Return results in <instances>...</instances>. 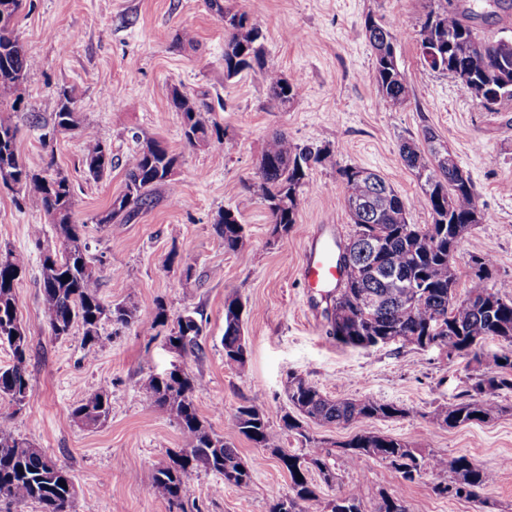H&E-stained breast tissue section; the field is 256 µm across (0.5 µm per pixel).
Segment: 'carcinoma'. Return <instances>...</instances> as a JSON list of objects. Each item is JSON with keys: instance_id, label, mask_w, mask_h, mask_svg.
Returning a JSON list of instances; mask_svg holds the SVG:
<instances>
[{"instance_id": "carcinoma-1", "label": "carcinoma", "mask_w": 512, "mask_h": 512, "mask_svg": "<svg viewBox=\"0 0 512 512\" xmlns=\"http://www.w3.org/2000/svg\"><path fill=\"white\" fill-rule=\"evenodd\" d=\"M22 0H0V169L7 166L18 183L17 193L41 201L45 214L57 229L61 255L43 256L41 288L43 319L56 336H66L72 327L83 328L84 344L102 342L100 325L110 321L130 327L138 323L136 310L125 305H108L100 297V276L83 238L84 225L74 220L75 191L69 179L59 173L36 172L20 158L17 127L8 113L25 108L16 94L19 85L37 67L36 58L25 50L15 31V19ZM224 22V79L229 81L255 67L265 70L271 99L286 104L302 92V83L284 78L276 69L265 67L264 35L260 26L245 13L220 11ZM480 17L475 0H431L416 40L424 64L432 70L453 74L473 98L490 109L512 101V64L503 65L502 38L482 37L474 20ZM364 35L375 57V80L381 99L396 107L408 102L413 88L399 69L393 37L372 17L364 22ZM172 105L181 116L185 144L196 148L222 140L220 124L202 116L200 106L178 91L172 93ZM79 132L83 141L82 163L89 175L103 178L112 170V148L90 128L81 126L75 111L72 89H63L52 118V130L42 136L47 148L57 134ZM425 149L404 142L400 155L415 171L422 194L405 200L379 174L350 166L339 170L344 206L354 224L348 239L350 262L341 286L326 295V319L330 334L337 342L361 349L401 343L417 349L437 347L448 356L466 355L483 364L482 343L497 338L509 350L492 359V365L477 375L466 390L465 398L440 406L435 418L455 428L484 422L497 412L491 398L503 389L512 390V298L488 287L493 260L479 256L480 266L470 267V287L463 298L457 297V273L449 272L461 240L456 226L468 228L483 220L475 215L476 193L472 180L459 179L457 166L441 161L450 155L448 148L428 129ZM330 163L327 148L312 149L294 144L283 132L273 134L260 156L255 181L245 186L265 201L274 232L286 233L296 223L301 188L310 163ZM178 163V155L161 139L149 138L126 160L127 183L123 193L112 199L108 209L97 218L99 224L129 220L140 210L154 204L153 191L170 181L169 174ZM427 209L432 223L411 224L407 212L413 206ZM215 228L224 241V250L239 251L245 241L240 210L224 209L217 214ZM377 248H372L369 240ZM23 271V262L11 249H0V342L8 344L13 364L0 368V395H6L18 407L32 391L26 371L29 336L19 314L15 288ZM362 296H372L378 306L371 313L360 307ZM241 309L234 299L225 303L224 362L238 370L247 363V349L241 332V318L233 309ZM163 303H157L154 323L170 322ZM167 340L172 348L192 357L199 356L198 337L202 325L192 314L175 318ZM202 380L188 372L149 374L141 380L140 390L156 408L173 416L187 447L168 456L153 476V487L172 503H181L190 492L189 477L204 469L222 478L224 483L245 492L252 474L234 448L213 433L200 418L195 393ZM293 412L282 416L283 427L309 444L301 454L279 448V438L267 430L268 421L259 408L240 406L233 421L240 434L261 448H273L291 480V493L276 501L271 512H308V504L317 498L320 486L336 483L335 469L327 455L315 446L317 440L305 429L304 420L323 425L355 424L359 431L339 445L343 461L358 466L366 458L388 463L400 477L412 482L423 469L449 472L448 480L432 487L440 497L464 498L488 512L485 491L494 483L495 473L465 455L448 461L424 456L409 443L372 432L365 423L373 419L406 416L399 405L362 396L332 399L300 374H288L285 383ZM109 415L106 390L86 393L72 408L71 416L86 428L102 425ZM74 486L63 468L42 449L18 435L6 421L0 422V500L36 502L41 512H70ZM329 512H367L359 495L339 496L328 503ZM373 512H408L396 494L380 493Z\"/></svg>"}]
</instances>
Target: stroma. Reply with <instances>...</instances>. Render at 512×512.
<instances>
[{
  "label": "stroma",
  "mask_w": 512,
  "mask_h": 512,
  "mask_svg": "<svg viewBox=\"0 0 512 512\" xmlns=\"http://www.w3.org/2000/svg\"><path fill=\"white\" fill-rule=\"evenodd\" d=\"M243 12L265 35L266 63L282 76L301 78L304 92L287 105L273 102L262 70L224 78V24L209 0H23L17 32L38 60L19 88L26 108L12 113L17 151L32 169L66 175L76 199L75 218L85 226L89 254L101 279L104 302H125L139 316L134 326L103 323L102 344L83 343V330L54 336L42 321L41 260L59 249L39 199L0 189V246L10 248L25 271L16 288L18 311L30 336L26 369L33 391L24 406L0 397V420L42 448L66 470L76 496L71 512H271L290 491V479L271 449L240 434L232 415L239 406L265 412L281 448L300 451L285 436L290 405L288 373L306 377L332 398L372 396L408 411L400 419L369 422L370 431L402 439L424 455H465L496 474L487 495L496 512H512V390L496 399L498 414L450 428L434 417L438 406L460 397L478 370L468 357H447L436 347L390 344L368 351L337 343L327 333L325 300L304 280L306 249L324 225L346 241L354 226L343 204L340 168L358 166L384 177L400 196L420 195V183L401 156L403 142H422L433 129L472 179L484 216L462 240L455 257L458 295L469 286L470 254L493 258L490 287L512 296V101L489 110L448 72L423 64L416 32L428 0H219ZM391 32L401 72L413 86L399 107L379 101L375 58L364 34L367 17ZM75 88L83 125L112 147L109 177L92 180L82 165V141L57 135L52 150L40 142L62 89ZM180 90L207 104L224 139L203 149L185 145L181 119L171 106ZM39 115L41 127L31 123ZM288 134L301 146L326 147L334 165L312 167L300 194L295 224L273 231L260 197L244 200L268 138ZM145 138L164 140L178 154L174 177L156 190L153 208L126 224L96 217L125 187V161ZM240 208L246 240L228 252L214 220ZM40 235H33V225ZM244 305L248 363L239 371L224 362V305ZM169 316L201 319L203 348L194 359L172 349L168 330L154 325L157 304ZM179 368L202 379L195 394L200 416L236 448L250 469L247 493L195 470L191 494L173 504L153 488L155 467L186 441L173 417L155 408L139 388L141 378ZM106 389L107 422L87 429L70 411L83 392ZM307 431L328 455L338 479L321 489L309 512L358 492L372 512L381 492L398 494L409 512H476L474 503L432 492L443 474L427 470L401 482L385 462L345 465L340 443L357 425Z\"/></svg>",
  "instance_id": "obj_1"
}]
</instances>
